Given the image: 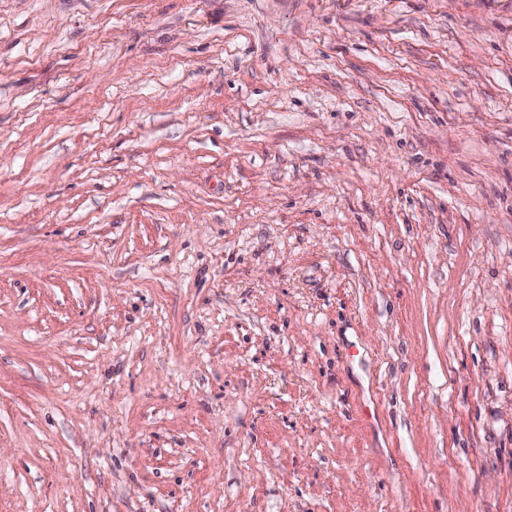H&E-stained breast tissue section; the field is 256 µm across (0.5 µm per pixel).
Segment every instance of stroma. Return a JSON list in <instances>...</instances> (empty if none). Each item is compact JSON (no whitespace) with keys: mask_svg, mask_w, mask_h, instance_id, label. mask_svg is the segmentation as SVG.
<instances>
[{"mask_svg":"<svg viewBox=\"0 0 512 512\" xmlns=\"http://www.w3.org/2000/svg\"><path fill=\"white\" fill-rule=\"evenodd\" d=\"M0 512H512V0H0Z\"/></svg>","mask_w":512,"mask_h":512,"instance_id":"35a3bbf8","label":"stroma"}]
</instances>
